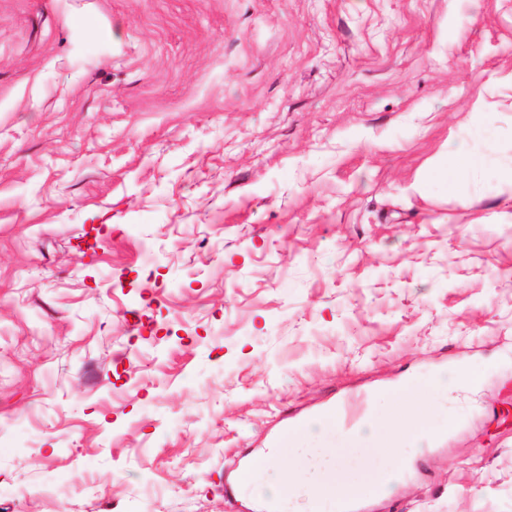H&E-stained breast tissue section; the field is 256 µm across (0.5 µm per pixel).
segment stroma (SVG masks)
<instances>
[{
  "mask_svg": "<svg viewBox=\"0 0 512 512\" xmlns=\"http://www.w3.org/2000/svg\"><path fill=\"white\" fill-rule=\"evenodd\" d=\"M510 169L512 0H0V512H263L240 461L459 359L357 512H512ZM358 398H352L353 394L346 396L339 404L344 416V426L352 427L357 423L366 412L365 395L362 393H354Z\"/></svg>",
  "mask_w": 512,
  "mask_h": 512,
  "instance_id": "35a3bbf8",
  "label": "stroma"
}]
</instances>
